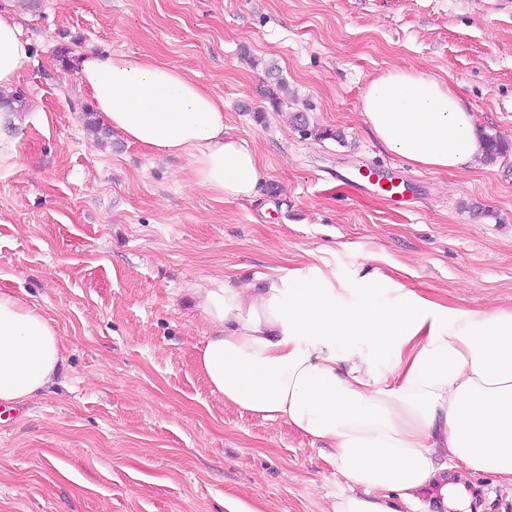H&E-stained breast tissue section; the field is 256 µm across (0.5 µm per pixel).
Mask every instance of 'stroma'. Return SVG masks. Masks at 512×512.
Here are the masks:
<instances>
[{
    "instance_id": "1",
    "label": "stroma",
    "mask_w": 512,
    "mask_h": 512,
    "mask_svg": "<svg viewBox=\"0 0 512 512\" xmlns=\"http://www.w3.org/2000/svg\"><path fill=\"white\" fill-rule=\"evenodd\" d=\"M31 61L20 89L47 122L0 174V289L54 319L53 384L0 414V512H322L333 451L225 405L195 364L208 332L192 293L299 268L357 293L380 270L452 307H512V0H13ZM181 67L224 100L260 160V197L218 202L182 159L86 128L69 64L87 47ZM276 64L293 98L267 97ZM429 70L509 146L462 173L407 164L359 109L373 76ZM309 112L343 141L301 137ZM415 191L392 202L348 176L366 164ZM471 512L512 485L455 469Z\"/></svg>"
}]
</instances>
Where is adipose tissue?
<instances>
[{
    "mask_svg": "<svg viewBox=\"0 0 512 512\" xmlns=\"http://www.w3.org/2000/svg\"><path fill=\"white\" fill-rule=\"evenodd\" d=\"M30 54L10 0H0V172L24 168L16 132L25 115L13 97ZM73 66L103 126L183 159L214 200L260 195L256 152L227 132L223 99L181 68L96 50ZM360 110L375 139L413 166L464 172L485 154L475 114L432 73L382 72ZM195 294L210 328L196 364L212 392L333 448L345 485L323 512H396L391 493L412 502L454 468L512 483V307L448 306L377 270L351 300L327 276L297 269L258 287L213 279ZM63 361L51 319L0 289V404L46 390Z\"/></svg>",
    "mask_w": 512,
    "mask_h": 512,
    "instance_id": "obj_1",
    "label": "adipose tissue"
}]
</instances>
